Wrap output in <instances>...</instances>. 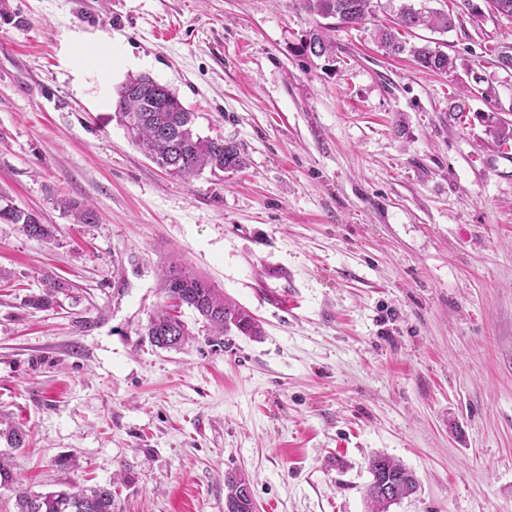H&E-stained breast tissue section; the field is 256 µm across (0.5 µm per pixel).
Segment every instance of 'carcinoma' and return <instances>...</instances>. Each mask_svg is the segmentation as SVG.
<instances>
[{
    "label": "carcinoma",
    "mask_w": 512,
    "mask_h": 512,
    "mask_svg": "<svg viewBox=\"0 0 512 512\" xmlns=\"http://www.w3.org/2000/svg\"><path fill=\"white\" fill-rule=\"evenodd\" d=\"M457 13L416 8L402 5L394 24L375 28V38L392 55L409 53L423 68L446 73L456 69V58L428 46L407 45L402 31L426 26L432 30L447 32L454 28L460 14L479 23L483 13L476 10L474 0H451ZM298 5L311 17L334 18L340 26L362 25L376 9L374 0H298ZM331 27L308 31V43H300L302 54L315 49L319 56L330 60L336 56V42L330 35ZM463 95L451 99L448 111L455 119L464 122L468 117V105ZM122 125L131 141L169 174L183 179L194 177L205 169L212 171L239 170L246 166L238 145L222 139L202 138L194 129L195 115L187 111L175 93L159 84L152 77L141 74L129 77L117 90L115 102ZM486 134L503 153L512 149V120L485 119ZM60 206L71 213L79 224H91L96 218L93 208L86 204L58 200ZM20 225L31 238L50 240L54 237L52 225L41 222L33 212H22L13 206H0V222ZM163 291L170 303L162 304L148 319L142 340L162 349L179 350L193 339L181 310H193L209 327L208 343L224 346V337L242 335L258 338L263 330L258 321L239 305L224 298V294L207 279L190 269L170 265L162 273ZM67 284L53 277L43 279L39 293L24 299V305L32 309L47 310L57 303V296L64 293ZM372 481L367 485L366 496L370 512H389L392 505L409 498L418 490L416 475L401 463L384 455L368 460ZM18 484L9 458L0 455V487L13 488ZM112 484L96 485L75 491L58 490L34 493L16 490V512H114ZM224 512H254V500L250 482L242 473L224 476Z\"/></svg>",
    "instance_id": "1"
}]
</instances>
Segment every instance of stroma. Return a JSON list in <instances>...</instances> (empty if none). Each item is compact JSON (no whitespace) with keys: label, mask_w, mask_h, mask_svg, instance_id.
I'll return each instance as SVG.
<instances>
[{"label":"stroma","mask_w":512,"mask_h":512,"mask_svg":"<svg viewBox=\"0 0 512 512\" xmlns=\"http://www.w3.org/2000/svg\"><path fill=\"white\" fill-rule=\"evenodd\" d=\"M316 24L297 0H0V195L55 229L0 223V417L27 433L0 453L23 489L122 474L114 512H224L241 472L256 512H369L380 453L419 479L390 512H512V154L450 116L464 70L390 56L369 23L309 58ZM404 38L485 77L471 112L512 110L511 19ZM138 74L246 167L159 168L115 112ZM265 259L295 307L266 301ZM172 264L263 336L210 346L186 308L183 349L143 342ZM47 275L66 294L23 307ZM335 27H323L320 29H315L313 31H308L305 35V38L308 39V44L304 43L303 39L300 43V50L302 55H306L307 51L313 53L312 48H316L320 57H325L330 60H333L336 56V42L332 39L331 35L328 33ZM261 283L264 288L268 284H279L283 288L280 292H272L267 295L268 302L279 308H288L295 305L293 291L288 288L295 287L294 273L288 266L274 261L265 260L261 265Z\"/></svg>","instance_id":"stroma-1"}]
</instances>
